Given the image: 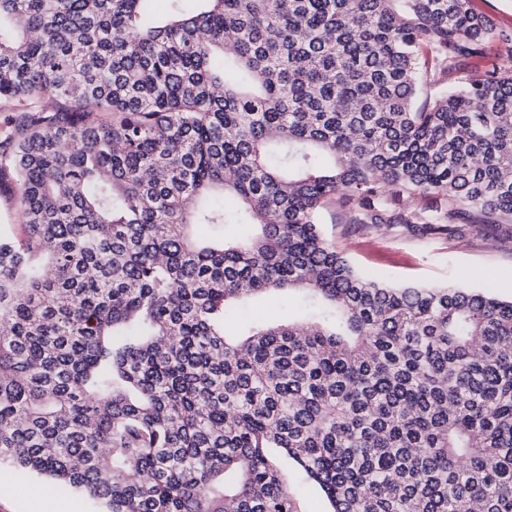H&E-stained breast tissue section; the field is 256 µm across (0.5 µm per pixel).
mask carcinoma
Instances as JSON below:
<instances>
[{
  "label": "carcinoma",
  "instance_id": "carcinoma-1",
  "mask_svg": "<svg viewBox=\"0 0 512 512\" xmlns=\"http://www.w3.org/2000/svg\"><path fill=\"white\" fill-rule=\"evenodd\" d=\"M154 2L0 0V461L105 512H297L272 448L331 512H512V301L320 227L512 223V34L470 0ZM287 290L304 318L226 335ZM12 227L16 236L22 237L24 218L20 207L16 187L11 180L3 179L0 183V225Z\"/></svg>",
  "mask_w": 512,
  "mask_h": 512
}]
</instances>
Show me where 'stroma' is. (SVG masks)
Returning a JSON list of instances; mask_svg holds the SVG:
<instances>
[{
	"instance_id": "obj_1",
	"label": "stroma",
	"mask_w": 512,
	"mask_h": 512,
	"mask_svg": "<svg viewBox=\"0 0 512 512\" xmlns=\"http://www.w3.org/2000/svg\"><path fill=\"white\" fill-rule=\"evenodd\" d=\"M322 227L357 270L378 271L389 284H447L512 300V224L475 228L459 237H420L398 229L364 232L340 223L331 207L323 212ZM50 500L63 502L68 512H102L83 493L0 464V512H47Z\"/></svg>"
}]
</instances>
